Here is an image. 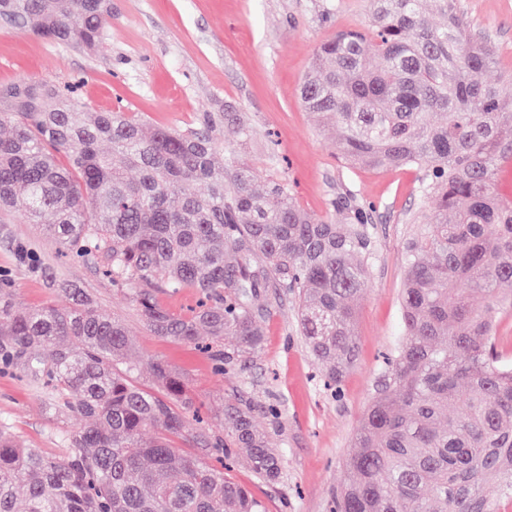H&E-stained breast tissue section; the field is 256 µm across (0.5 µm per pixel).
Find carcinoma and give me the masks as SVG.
Segmentation results:
<instances>
[{"mask_svg":"<svg viewBox=\"0 0 512 512\" xmlns=\"http://www.w3.org/2000/svg\"><path fill=\"white\" fill-rule=\"evenodd\" d=\"M371 4L374 43L359 32L322 43L301 104L336 127L345 163L420 168L422 206L403 336L343 461L334 512H499L485 488L512 499V365L496 334L512 307V194L498 181L512 167V79H484L495 45L471 33L458 0ZM111 15V0H0V19L86 51ZM224 119L153 127L121 108L92 110L69 84L1 87L0 213L42 226L70 261L100 264L154 335L209 343L219 374L260 347L268 289L292 291L306 347L337 388L357 356L373 210L342 196L339 218L307 214L285 178L257 181L224 144ZM10 287L0 278V371L23 375L79 425L60 431L56 455L0 425V512H266L176 445L240 451L276 482L282 459L247 403L225 401L224 435H213L193 424L197 401L167 363H152V387L133 381L128 328L84 289H65L66 309L19 311ZM185 288L202 296L189 314L158 300Z\"/></svg>","mask_w":512,"mask_h":512,"instance_id":"carcinoma-1","label":"carcinoma"}]
</instances>
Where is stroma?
<instances>
[{"label": "stroma", "mask_w": 512, "mask_h": 512, "mask_svg": "<svg viewBox=\"0 0 512 512\" xmlns=\"http://www.w3.org/2000/svg\"><path fill=\"white\" fill-rule=\"evenodd\" d=\"M459 3L477 29L492 34L497 74L511 73L512 0ZM369 8L370 0H112L102 45L88 54L0 25V87L24 78L80 77L79 94L93 109L122 106L161 127H186L200 113L229 105L244 113L252 129L242 154L258 178L274 172L285 177L305 211L331 216L334 202L345 195L373 205L378 251L357 303L358 356L335 394L324 388L306 350L292 295L270 292L260 348L219 375L209 354L150 332L97 264L68 261L38 226L20 218L0 222V273L10 278L17 306L66 307L61 286L77 285L130 330V356L141 363L137 381L150 384L149 361L168 363L203 403L210 432L224 431L225 398L250 403L283 459L282 475L265 483L240 458L229 476L263 501L267 512H331L342 462L380 387L383 358L402 336L404 252L416 230L411 219L420 171L347 165L336 154L335 129L317 126L299 99L316 48L360 27ZM20 244L36 263L19 259ZM271 406L278 417L268 415ZM0 424L30 447L50 453L60 448V423L39 389L12 373H0Z\"/></svg>", "instance_id": "35a3bbf8"}]
</instances>
